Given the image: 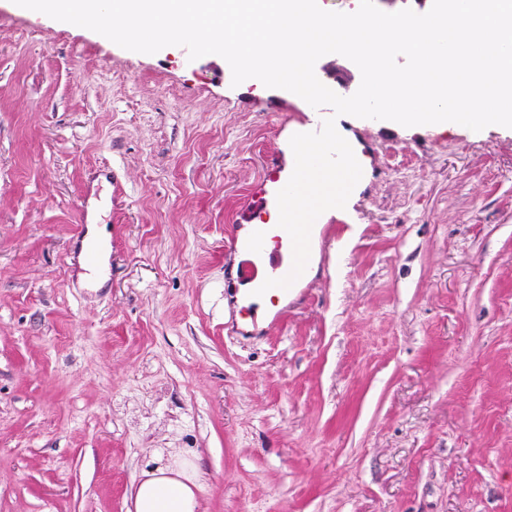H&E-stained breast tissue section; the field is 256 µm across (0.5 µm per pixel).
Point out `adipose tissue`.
Instances as JSON below:
<instances>
[{
    "label": "adipose tissue",
    "mask_w": 512,
    "mask_h": 512,
    "mask_svg": "<svg viewBox=\"0 0 512 512\" xmlns=\"http://www.w3.org/2000/svg\"><path fill=\"white\" fill-rule=\"evenodd\" d=\"M199 473L189 461L157 466L130 491L128 512H198Z\"/></svg>",
    "instance_id": "ef3b65f1"
}]
</instances>
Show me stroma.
Masks as SVG:
<instances>
[{
    "instance_id": "1",
    "label": "stroma",
    "mask_w": 512,
    "mask_h": 512,
    "mask_svg": "<svg viewBox=\"0 0 512 512\" xmlns=\"http://www.w3.org/2000/svg\"><path fill=\"white\" fill-rule=\"evenodd\" d=\"M332 116L356 200L239 305L232 239ZM177 456L200 512H512V128L338 117L0 0V512H127Z\"/></svg>"
}]
</instances>
